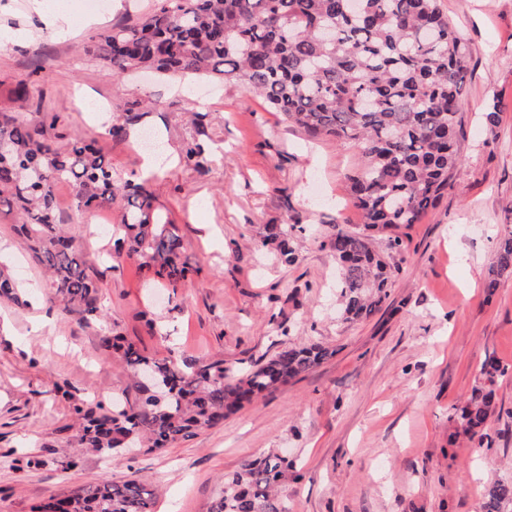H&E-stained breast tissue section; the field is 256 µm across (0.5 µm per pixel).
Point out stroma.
I'll return each mask as SVG.
<instances>
[{"mask_svg":"<svg viewBox=\"0 0 512 512\" xmlns=\"http://www.w3.org/2000/svg\"><path fill=\"white\" fill-rule=\"evenodd\" d=\"M110 2L94 11L66 0L61 36L39 0H0V33H25L0 44V113L59 114L50 131L58 144L82 134L118 177L142 176L199 269L171 293L134 261L105 260L109 232L83 224L107 322L180 362L220 353L237 369L284 342H320L335 354L172 447L111 461L77 454L73 400L111 403L129 378L99 348V325L48 308L42 268L13 216L0 213V263L24 288L20 303L0 301V512H31L104 478L153 485L155 512H210L225 476L273 448L296 462L282 486L291 512H482L486 481H512V275L485 290L512 212V0H440L470 52L461 161L436 207L397 229L399 250L374 235L394 278L380 310L358 322L336 313L337 263L326 246L331 234L361 226L346 182L360 164L356 149L310 138L233 81L130 73L114 83L92 39L154 0ZM21 84L24 102L14 96ZM80 93L109 100L119 120L133 101L153 106L114 140L94 113L78 111ZM191 142L211 158L206 175L180 162ZM269 224L304 226L292 237L294 263L262 245ZM490 356L509 372L496 386L493 445L482 448L452 437L449 418ZM63 382L72 399L55 392Z\"/></svg>","mask_w":512,"mask_h":512,"instance_id":"35a3bbf8","label":"stroma"}]
</instances>
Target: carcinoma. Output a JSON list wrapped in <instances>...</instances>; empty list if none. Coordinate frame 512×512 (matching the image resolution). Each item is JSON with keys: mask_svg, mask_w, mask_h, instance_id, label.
Listing matches in <instances>:
<instances>
[{"mask_svg": "<svg viewBox=\"0 0 512 512\" xmlns=\"http://www.w3.org/2000/svg\"><path fill=\"white\" fill-rule=\"evenodd\" d=\"M93 52L116 80L130 69L169 77L201 73L234 80L307 134L353 144L360 168L348 189L364 228L339 230L327 242L339 262L337 290L346 321L373 316L387 297L392 269L373 247V230L416 224L448 188L460 161L469 50L456 37L439 0H157V7L99 34ZM130 121L104 122L124 139ZM185 166L204 174L209 158L198 143L182 151ZM72 186L76 212L121 201L113 258L154 270L177 292L199 272L183 257L178 227L145 183L118 179L112 164L82 136L59 146L41 112L0 113V208L16 213L13 229L49 274L46 303L76 313L87 325L103 320L99 286L89 273L80 225L58 220L55 189ZM263 245L292 263L288 230L266 228ZM512 273V229L500 238L486 282L493 294ZM20 285L0 268V300L19 299ZM100 348L119 358L133 394L112 407L73 405L74 446L112 459L134 448H169L224 423L265 393L308 373L334 354L319 344L288 345L250 368L224 366V356L176 362L144 353L112 326ZM507 369L490 357L478 384L454 408L453 436L483 442L498 411L495 387ZM293 464L280 451L245 461L224 478L211 512H288L278 486ZM156 493L137 479L71 489L31 512H154ZM512 507V482L490 481L483 512Z\"/></svg>", "mask_w": 512, "mask_h": 512, "instance_id": "cac0c4a2", "label": "carcinoma"}]
</instances>
